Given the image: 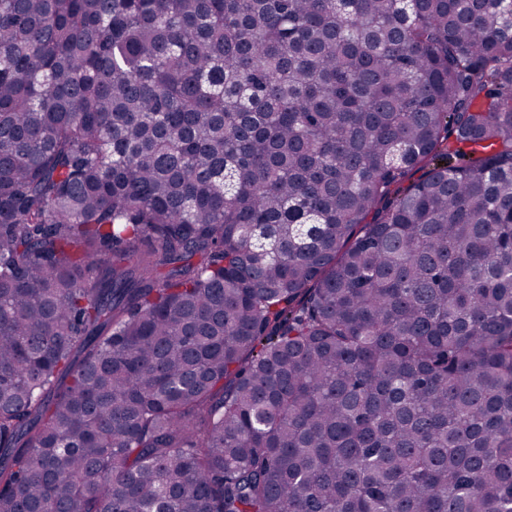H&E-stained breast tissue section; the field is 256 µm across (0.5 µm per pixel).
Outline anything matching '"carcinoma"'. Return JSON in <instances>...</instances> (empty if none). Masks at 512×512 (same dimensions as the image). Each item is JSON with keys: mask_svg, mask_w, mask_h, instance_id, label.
Here are the masks:
<instances>
[{"mask_svg": "<svg viewBox=\"0 0 512 512\" xmlns=\"http://www.w3.org/2000/svg\"><path fill=\"white\" fill-rule=\"evenodd\" d=\"M0 512H512V0H0Z\"/></svg>", "mask_w": 512, "mask_h": 512, "instance_id": "obj_1", "label": "carcinoma"}]
</instances>
